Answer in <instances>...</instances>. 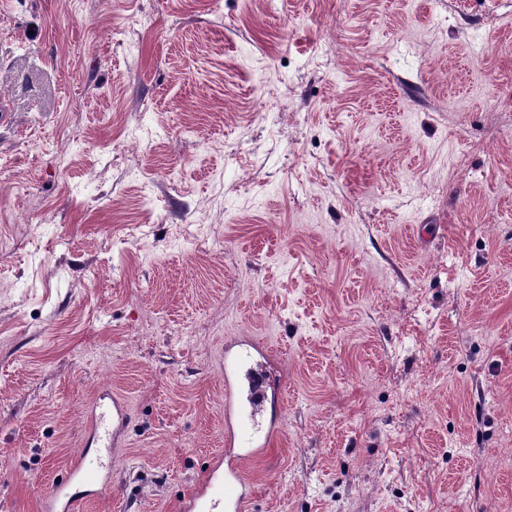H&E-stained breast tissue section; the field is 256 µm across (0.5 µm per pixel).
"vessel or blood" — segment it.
<instances>
[{
	"instance_id": "b4317fda",
	"label": "vessel or blood",
	"mask_w": 512,
	"mask_h": 512,
	"mask_svg": "<svg viewBox=\"0 0 512 512\" xmlns=\"http://www.w3.org/2000/svg\"><path fill=\"white\" fill-rule=\"evenodd\" d=\"M271 352L251 339L224 349V453L181 502V512H248L251 487L247 464L266 452L279 434L277 409L283 378L273 371ZM127 402L103 393L88 409L86 427L98 448L94 458L78 457L65 480L41 501L42 512H80L112 484V449L129 423Z\"/></svg>"
}]
</instances>
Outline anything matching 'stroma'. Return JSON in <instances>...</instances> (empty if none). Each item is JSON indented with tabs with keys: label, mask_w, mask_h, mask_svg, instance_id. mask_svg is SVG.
Wrapping results in <instances>:
<instances>
[{
	"label": "stroma",
	"mask_w": 512,
	"mask_h": 512,
	"mask_svg": "<svg viewBox=\"0 0 512 512\" xmlns=\"http://www.w3.org/2000/svg\"><path fill=\"white\" fill-rule=\"evenodd\" d=\"M0 103V512L103 391L84 512H179L239 337L252 512H512V0H10ZM130 411L120 396L103 393L88 409L86 427L98 453L92 459L80 455L65 480L55 484L41 501L43 512H75L85 501L112 486V447L125 435Z\"/></svg>",
	"instance_id": "obj_1"
}]
</instances>
